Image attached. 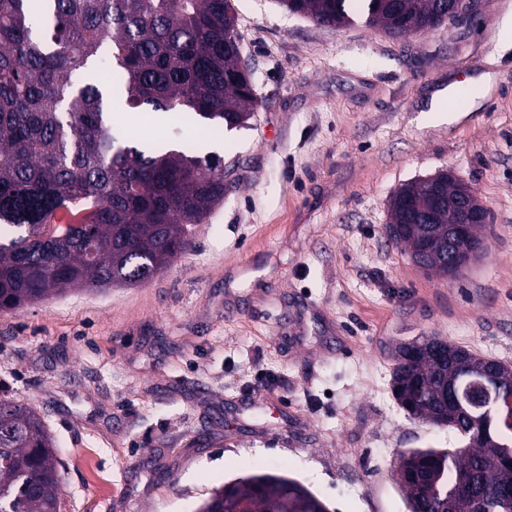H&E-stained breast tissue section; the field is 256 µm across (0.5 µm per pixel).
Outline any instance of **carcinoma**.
<instances>
[{
  "label": "carcinoma",
  "instance_id": "obj_1",
  "mask_svg": "<svg viewBox=\"0 0 512 512\" xmlns=\"http://www.w3.org/2000/svg\"><path fill=\"white\" fill-rule=\"evenodd\" d=\"M289 12L340 28L353 15L393 37L448 22L443 0H279ZM231 0H0V310L69 290L152 278L191 244L224 201V164L114 130L111 93L137 112H191L232 130L257 101ZM94 79L84 85L73 73ZM442 202L416 181L389 201L388 231L411 259L433 242L448 251L457 186L440 171ZM85 215L53 224L61 208ZM392 394L413 418L457 434L461 448L402 455L409 512H453L463 488L474 512H503L512 496V425L486 431L448 402L492 365L512 393V364L438 336L395 347ZM54 440L38 413L0 397V512H63ZM226 512H327L300 483L259 473L227 484Z\"/></svg>",
  "mask_w": 512,
  "mask_h": 512
}]
</instances>
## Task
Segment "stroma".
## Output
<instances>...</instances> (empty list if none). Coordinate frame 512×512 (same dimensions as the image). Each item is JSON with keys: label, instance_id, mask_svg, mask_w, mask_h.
I'll return each mask as SVG.
<instances>
[{"label": "stroma", "instance_id": "1", "mask_svg": "<svg viewBox=\"0 0 512 512\" xmlns=\"http://www.w3.org/2000/svg\"><path fill=\"white\" fill-rule=\"evenodd\" d=\"M232 3L260 99L247 126L117 115L132 137L221 157L231 190L152 279L0 311V396L44 420L65 512H197L259 472L328 512H407L401 454L460 438L394 402L397 342L512 363V0L402 39ZM484 71L489 93L469 82ZM451 83L470 97L430 111ZM441 170L491 217L456 278L386 234L391 195Z\"/></svg>", "mask_w": 512, "mask_h": 512}]
</instances>
